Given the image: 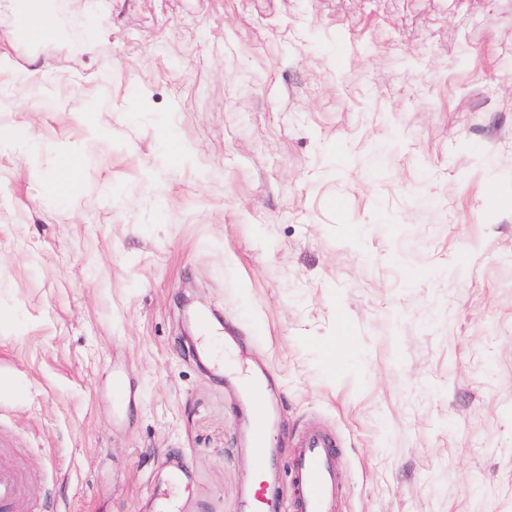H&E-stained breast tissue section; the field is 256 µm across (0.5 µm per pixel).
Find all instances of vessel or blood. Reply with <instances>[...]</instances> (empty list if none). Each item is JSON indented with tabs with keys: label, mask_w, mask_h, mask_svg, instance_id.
Here are the masks:
<instances>
[{
	"label": "vessel or blood",
	"mask_w": 512,
	"mask_h": 512,
	"mask_svg": "<svg viewBox=\"0 0 512 512\" xmlns=\"http://www.w3.org/2000/svg\"><path fill=\"white\" fill-rule=\"evenodd\" d=\"M264 405L255 408V422L250 446L253 464L264 468L270 446V431L265 422ZM338 442L320 431L308 432L302 440V451L293 462V489L295 512H334L338 492L336 448ZM25 512H39L37 506L26 503L23 482L16 468L0 464V512H10L13 506Z\"/></svg>",
	"instance_id": "1"
}]
</instances>
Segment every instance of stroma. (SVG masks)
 <instances>
[{"label":"stroma","mask_w":512,"mask_h":512,"mask_svg":"<svg viewBox=\"0 0 512 512\" xmlns=\"http://www.w3.org/2000/svg\"><path fill=\"white\" fill-rule=\"evenodd\" d=\"M0 0V464L45 512H512V0ZM71 168H64V161ZM266 410L264 405L257 401L255 408V422L251 432L250 446L253 453V464L257 469L265 467L267 448L270 446V431L265 422ZM293 462V507L296 512H334L338 492V442L320 431L308 432Z\"/></svg>","instance_id":"35a3bbf8"}]
</instances>
